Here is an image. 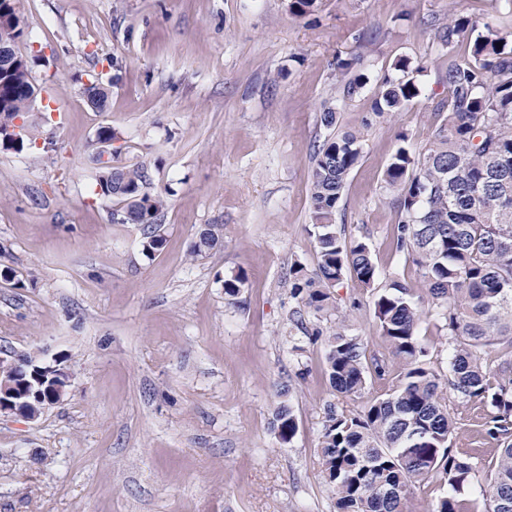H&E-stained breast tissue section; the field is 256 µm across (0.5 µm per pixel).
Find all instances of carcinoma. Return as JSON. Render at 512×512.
I'll list each match as a JSON object with an SVG mask.
<instances>
[{"mask_svg":"<svg viewBox=\"0 0 512 512\" xmlns=\"http://www.w3.org/2000/svg\"><path fill=\"white\" fill-rule=\"evenodd\" d=\"M0 15L15 37L24 36L20 0H0ZM434 37L446 49L441 80L448 102L434 113L429 144L417 153L398 147L383 173V188L394 194L400 212L396 250L412 255L427 302L397 280L378 287L369 246L348 245L336 235L342 193L363 150L358 131L327 138L315 150L308 231L316 241V264L311 271L297 264L288 273L292 294L317 313L330 310L331 289L347 274L370 290L389 359L403 369L400 384L383 399L357 410L326 407L318 456L338 512H408L412 483L432 474L442 475L455 492L471 482L476 466L450 448L455 414L443 397L448 387L458 401L486 408L487 433L500 445L484 512H512V367L496 378L484 362L493 347L512 355V41L493 32L477 34L458 14L436 24ZM464 39L468 56L461 60L455 45ZM358 48L354 57L337 62L345 97L359 93L366 82L355 69L367 49L361 36ZM392 69L397 75L384 79L372 103L378 115L401 110L420 93L414 74L421 67L399 58ZM30 72L28 59L20 57L11 74L13 98L0 103V149L20 152L33 135L25 125L9 132L27 108ZM85 96L92 108H107L109 92L102 84L91 83ZM95 179L102 196L122 205V222L147 227L143 248L161 250L156 220L164 199L145 190L144 169L109 158ZM222 240L223 225H208L199 232L191 257L206 255ZM245 282L243 272L224 280L227 300H234ZM432 317L448 329L452 344L443 376L427 365L419 340L422 324ZM315 335L325 336V372L332 389L353 402L361 399L367 385L361 338L344 319ZM271 428L281 443L292 440L297 421L289 404L276 407Z\"/></svg>","mask_w":512,"mask_h":512,"instance_id":"cac0c4a2","label":"carcinoma"}]
</instances>
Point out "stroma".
<instances>
[{
  "label": "stroma",
  "mask_w": 512,
  "mask_h": 512,
  "mask_svg": "<svg viewBox=\"0 0 512 512\" xmlns=\"http://www.w3.org/2000/svg\"><path fill=\"white\" fill-rule=\"evenodd\" d=\"M290 0H22L18 44L41 89L30 113L42 134L0 151V356L64 359L67 392L36 420L0 416V512H336L317 445L324 408L352 409L324 375L317 315L286 278L314 268L308 175L331 130L364 135L336 213L345 242L369 245L378 282L421 287L396 251L399 214L382 191L399 145L420 151L447 100L429 21L449 12L477 31L512 34L487 0H319L295 17ZM370 39L360 94L340 98L337 58ZM422 66L404 109L372 112L398 58ZM101 78L105 111L84 88ZM161 194L162 249L121 221L91 176L97 131ZM223 242L194 259L200 229ZM245 272L235 302L224 280ZM367 354L386 352L369 290H333ZM288 400L298 429L281 444L274 408ZM451 439L479 474L459 494L482 503L499 444L479 405H459Z\"/></svg>",
  "instance_id": "obj_1"
}]
</instances>
